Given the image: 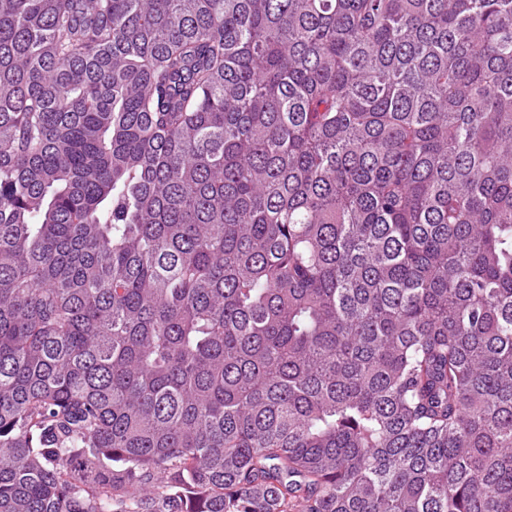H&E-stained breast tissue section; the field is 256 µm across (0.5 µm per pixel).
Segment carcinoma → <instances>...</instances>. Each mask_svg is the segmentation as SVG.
Wrapping results in <instances>:
<instances>
[{"mask_svg":"<svg viewBox=\"0 0 512 512\" xmlns=\"http://www.w3.org/2000/svg\"><path fill=\"white\" fill-rule=\"evenodd\" d=\"M0 512H512V0H0Z\"/></svg>","mask_w":512,"mask_h":512,"instance_id":"cac0c4a2","label":"carcinoma"}]
</instances>
